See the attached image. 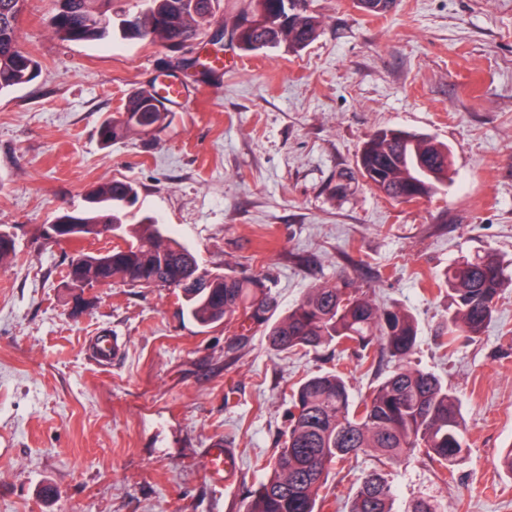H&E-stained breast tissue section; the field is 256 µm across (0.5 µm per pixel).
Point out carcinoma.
<instances>
[{
  "instance_id": "obj_1",
  "label": "carcinoma",
  "mask_w": 512,
  "mask_h": 512,
  "mask_svg": "<svg viewBox=\"0 0 512 512\" xmlns=\"http://www.w3.org/2000/svg\"><path fill=\"white\" fill-rule=\"evenodd\" d=\"M25 0H0V92L34 80L40 64L20 44V15ZM222 0H146L136 25L121 24L124 40L160 42L176 53L195 40L210 36ZM279 0H248L253 25L234 24L231 36L245 52L286 45L299 52L317 37L320 20L308 12L307 0L286 11ZM114 0H50L49 25L63 42H93L112 35ZM155 88L131 93L123 111L104 119L98 135L105 147L132 133H155L169 127L170 111L152 112ZM451 150L434 139L396 129H381L363 142L357 155L358 175L387 198L400 202L430 199L448 183ZM137 201L136 188L112 181L91 192L81 211H63L58 224H111L121 233L127 208ZM13 234L0 229V265L15 255ZM139 287H180L188 316L201 327L224 324L232 330V345L247 343L263 329L278 351L341 347L369 359L375 352L395 369L365 398L353 399L339 371L302 379L290 394L288 426L265 481L251 492L245 512H319V492L333 464L350 462L373 452L379 462L393 465L419 452L441 469L468 452L458 401L439 376L412 365L419 329L407 311L378 306L344 271L332 283L315 285L274 322L271 289L261 277H239L200 268L194 252L142 217L134 236L104 253L81 250L70 256L65 281L94 287L101 280ZM507 279L501 260L486 254L448 267L444 283L452 312L441 328L444 345L461 337L483 334L491 321ZM394 490L386 474L374 469L359 478L348 496V512H392Z\"/></svg>"
}]
</instances>
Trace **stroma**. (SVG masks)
<instances>
[{"label":"stroma","mask_w":512,"mask_h":512,"mask_svg":"<svg viewBox=\"0 0 512 512\" xmlns=\"http://www.w3.org/2000/svg\"><path fill=\"white\" fill-rule=\"evenodd\" d=\"M308 6L321 27L306 49L225 45L216 74L179 71L187 96L166 130L105 149L102 120L161 83L172 52L60 41L49 0H26L21 45L41 73L0 93V225L17 245L0 267V512H244L297 381L338 369L360 399L393 369L279 352L259 330L230 347L223 325L199 327L159 288L95 287L77 306L69 256L112 242L47 244L41 229L113 180L202 267L264 277L276 317L341 270L411 313L412 363L457 396L469 453L446 476L420 455L389 467L394 512L428 496L442 512H512V474L494 464L512 445V284L481 336L438 338L450 264L492 253L512 266V0ZM384 128L450 146L451 179L431 201L397 203L355 177L364 139ZM108 334L122 354L103 368L88 342ZM217 441L239 460L223 486L206 475Z\"/></svg>","instance_id":"35a3bbf8"}]
</instances>
